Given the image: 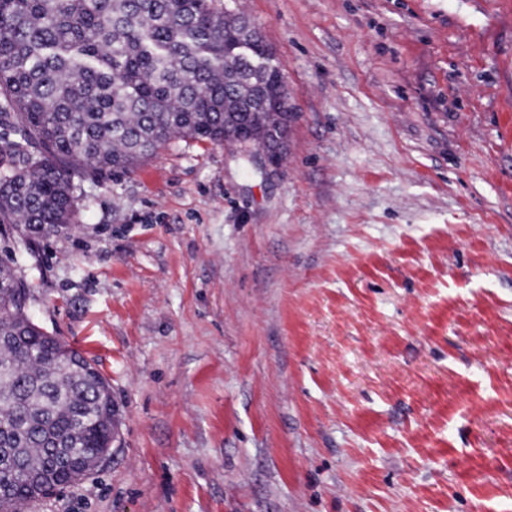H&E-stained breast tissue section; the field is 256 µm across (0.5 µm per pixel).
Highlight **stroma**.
<instances>
[{
	"label": "stroma",
	"instance_id": "obj_1",
	"mask_svg": "<svg viewBox=\"0 0 512 512\" xmlns=\"http://www.w3.org/2000/svg\"><path fill=\"white\" fill-rule=\"evenodd\" d=\"M261 29L280 163L177 139L18 267L112 386L29 512H512V0H214Z\"/></svg>",
	"mask_w": 512,
	"mask_h": 512
}]
</instances>
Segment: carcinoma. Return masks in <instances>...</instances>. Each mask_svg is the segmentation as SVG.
<instances>
[{
	"mask_svg": "<svg viewBox=\"0 0 512 512\" xmlns=\"http://www.w3.org/2000/svg\"><path fill=\"white\" fill-rule=\"evenodd\" d=\"M250 37L213 0H0V224L30 243L70 228L81 182L126 173L177 138L224 141L253 129L260 95L280 100L281 63L246 71ZM31 285L0 259V512H27L66 483L32 491L53 453L112 448V387L78 350L46 334Z\"/></svg>",
	"mask_w": 512,
	"mask_h": 512,
	"instance_id": "1",
	"label": "carcinoma"
}]
</instances>
